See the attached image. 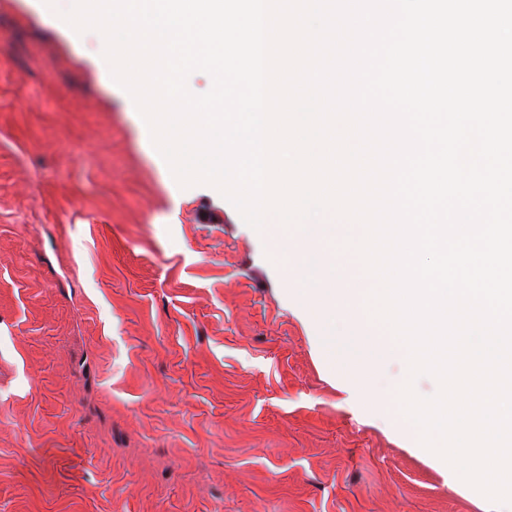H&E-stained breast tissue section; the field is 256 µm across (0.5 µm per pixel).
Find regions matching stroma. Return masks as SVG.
I'll list each match as a JSON object with an SVG mask.
<instances>
[{
  "instance_id": "1",
  "label": "stroma",
  "mask_w": 512,
  "mask_h": 512,
  "mask_svg": "<svg viewBox=\"0 0 512 512\" xmlns=\"http://www.w3.org/2000/svg\"><path fill=\"white\" fill-rule=\"evenodd\" d=\"M0 0V512H495L349 404L273 240Z\"/></svg>"
}]
</instances>
